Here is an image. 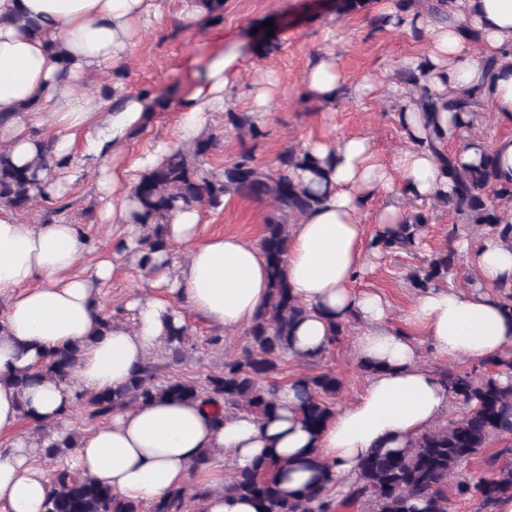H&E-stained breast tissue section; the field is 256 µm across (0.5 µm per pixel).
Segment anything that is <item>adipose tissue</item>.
Masks as SVG:
<instances>
[{
  "label": "adipose tissue",
  "instance_id": "1",
  "mask_svg": "<svg viewBox=\"0 0 512 512\" xmlns=\"http://www.w3.org/2000/svg\"><path fill=\"white\" fill-rule=\"evenodd\" d=\"M456 4L443 23L425 13L406 15L427 38L429 62L422 66L410 58L405 65L422 69L420 84L430 98L443 101L471 91L488 101L497 122L512 126V0ZM160 16L156 0H0V148L18 165L37 157L49 139L56 158L91 157L101 192L112 198L106 217L116 224H130L134 184L172 145L157 144L130 167L109 168L108 159L121 153L132 132L149 124L156 103L152 95L120 86L107 98H94L91 80L122 63ZM462 17L480 32V54H473L469 34L458 24ZM483 57L495 59L492 74H484ZM239 70L238 54L226 53L179 98L175 143L188 145L208 135L215 115L229 105L227 92ZM344 86L331 53L320 56L304 78L307 98L329 108ZM398 120L411 146L389 164L364 135L308 142L306 151L324 162L322 196L289 228L288 284L306 309L293 348L306 357L321 355L334 324L360 319L356 353L375 370L355 401L338 407L312 432L296 413L295 380L279 389L276 412L261 418L244 411L227 416L198 401L156 400L116 411L86 432L69 459L72 468L124 498L150 503L188 485L195 461L207 449L218 470L245 469L270 457L315 459L332 466L341 497L374 449L408 447L449 412L448 389L422 364L408 330L428 336L446 363L482 361L512 349V313L498 297L430 288L415 299L401 331L392 327L381 295L351 286L357 274L374 266L360 222L369 198L396 188L417 198L452 193L436 155L448 144L449 112L426 113L409 101ZM486 152L502 178L512 180V136L490 143L469 139L456 155L459 162L475 163ZM200 222L196 208L171 216L167 238L184 247L183 260L155 254L150 275L156 294L131 300L133 325L112 324L98 337L102 290L115 263L107 256L86 262L92 247L75 224H27L0 206V437L6 440L0 449V512H45L41 430L60 438L82 394L124 389L167 336L185 326L184 311L234 334L263 309L269 288L259 247L234 234L200 237ZM458 247L483 282L512 287V244L485 237L474 245L464 238ZM175 298L181 308L172 306ZM74 343L85 349L68 380L46 379L23 391L14 385L17 374Z\"/></svg>",
  "mask_w": 512,
  "mask_h": 512
}]
</instances>
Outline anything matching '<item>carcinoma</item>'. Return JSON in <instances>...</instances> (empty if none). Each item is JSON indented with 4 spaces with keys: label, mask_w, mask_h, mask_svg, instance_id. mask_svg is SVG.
Segmentation results:
<instances>
[{
    "label": "carcinoma",
    "mask_w": 512,
    "mask_h": 512,
    "mask_svg": "<svg viewBox=\"0 0 512 512\" xmlns=\"http://www.w3.org/2000/svg\"><path fill=\"white\" fill-rule=\"evenodd\" d=\"M483 101L469 91L448 99L446 108L457 115L474 118ZM213 138L195 143L191 149L177 148L134 188L136 204L133 223L142 227L138 239L142 252L140 265H147L152 254L170 251L166 226L173 212L205 203L220 205L224 197L268 198L275 213L266 220L260 248L269 277L265 308L247 331V344L224 360V369L206 378V384L187 378L154 382V367L147 364L117 392L81 396L80 406L89 421H106L112 412L158 399L198 401L214 405L226 413L249 410L267 416L277 409V387H266L263 379L278 372L282 358L291 351L296 323L305 309L291 294L285 275L288 248L287 219L311 206L318 192L305 185L297 171L309 169L318 175L319 161L304 151L292 149L280 157L274 169L264 168L244 154L222 168H207L204 157ZM52 157V145L32 163L17 166L7 152H0V202L13 208H26L45 196L38 172ZM453 182V194L446 199L469 224L480 227L483 235L512 242V222L502 216L501 202L512 201V182L501 180L491 153H484L477 164L458 165L452 155L439 154ZM421 225H404L402 234L376 232L371 247L384 250L396 242L412 241ZM456 249L448 246L433 255L427 267L410 275L414 287L425 291L435 281L445 279L455 261ZM188 327L173 331L165 340L172 357L178 358L187 342ZM80 348L63 347L32 372L19 375L15 384L26 388L46 378L66 379L78 363ZM496 368L492 374L463 372L450 365L439 371L451 400L466 406L463 415L450 418L421 433L404 450L377 451L363 460L359 474L344 500L364 502L373 512H453L457 502L475 505L474 512H494L496 502L512 496V448H501L483 460L482 469L464 476L459 469L495 439L512 437V350L486 361ZM341 388L332 371H319L303 377L301 422L311 431L322 427L334 411L333 399ZM78 442L68 434L53 443L44 456L55 460L49 474L51 487L46 512H142L141 503L127 500L112 488L88 475L72 471L65 456ZM290 463L274 458L260 460L247 470L230 475V487L238 495L260 503L264 512H333V480L327 468L296 489H285L277 473H288ZM208 488L193 487L191 499L204 501ZM186 487L171 490L151 503L150 512H187Z\"/></svg>",
    "instance_id": "obj_1"
}]
</instances>
